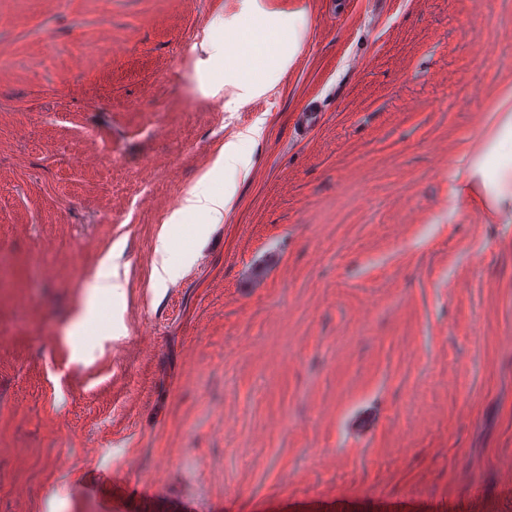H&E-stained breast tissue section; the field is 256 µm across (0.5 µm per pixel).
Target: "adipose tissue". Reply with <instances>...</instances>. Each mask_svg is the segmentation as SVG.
<instances>
[{"mask_svg":"<svg viewBox=\"0 0 512 512\" xmlns=\"http://www.w3.org/2000/svg\"><path fill=\"white\" fill-rule=\"evenodd\" d=\"M311 30L312 20L302 0H290L285 7L272 0H236L235 10L211 14L200 43L194 47L196 90L223 99L228 110L264 96L294 69ZM259 135V128L253 127L224 141L195 184L168 212L157 247L156 284H167L178 274L169 258L171 227L223 223L237 178L251 162L245 147ZM460 164L463 177L453 189L452 202L468 204L491 223L512 224V88L492 106L477 143L461 145ZM111 264V257L103 258L96 286L87 292L70 335H81L95 317L101 292H121L123 285L112 277Z\"/></svg>","mask_w":512,"mask_h":512,"instance_id":"obj_1","label":"adipose tissue"}]
</instances>
